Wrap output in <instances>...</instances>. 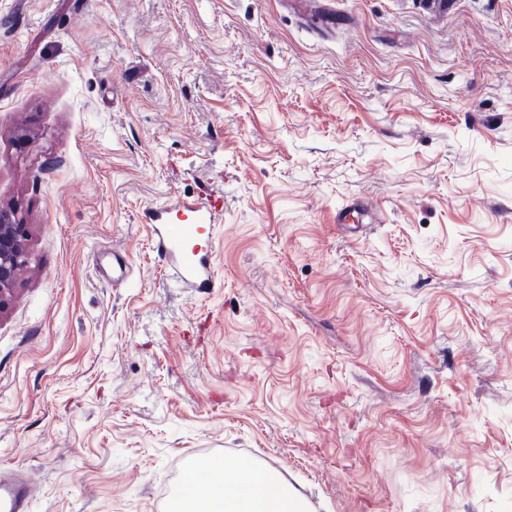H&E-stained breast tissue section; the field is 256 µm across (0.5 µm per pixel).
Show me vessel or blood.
I'll return each mask as SVG.
<instances>
[{"label":"vessel or blood","mask_w":512,"mask_h":512,"mask_svg":"<svg viewBox=\"0 0 512 512\" xmlns=\"http://www.w3.org/2000/svg\"><path fill=\"white\" fill-rule=\"evenodd\" d=\"M186 212V222H171L174 212ZM223 220V208L216 199H175L146 212L155 247L170 263L176 280L185 288H210L215 284L209 255L199 253L195 243L203 226ZM0 512H30V489L23 477L0 478Z\"/></svg>","instance_id":"1"}]
</instances>
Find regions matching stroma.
Listing matches in <instances>:
<instances>
[{"label": "stroma", "mask_w": 512, "mask_h": 512, "mask_svg": "<svg viewBox=\"0 0 512 512\" xmlns=\"http://www.w3.org/2000/svg\"><path fill=\"white\" fill-rule=\"evenodd\" d=\"M204 194L191 293L144 213ZM1 206L33 512L245 457L315 512H512V0H0ZM24 224H17L12 211L0 208V312L8 305L20 275L28 263Z\"/></svg>", "instance_id": "35a3bbf8"}]
</instances>
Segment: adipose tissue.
<instances>
[{"label":"adipose tissue","mask_w":512,"mask_h":512,"mask_svg":"<svg viewBox=\"0 0 512 512\" xmlns=\"http://www.w3.org/2000/svg\"><path fill=\"white\" fill-rule=\"evenodd\" d=\"M209 481L189 475L170 512H311L307 499L267 469L246 472L242 462L221 459L205 467Z\"/></svg>","instance_id":"adipose-tissue-1"}]
</instances>
